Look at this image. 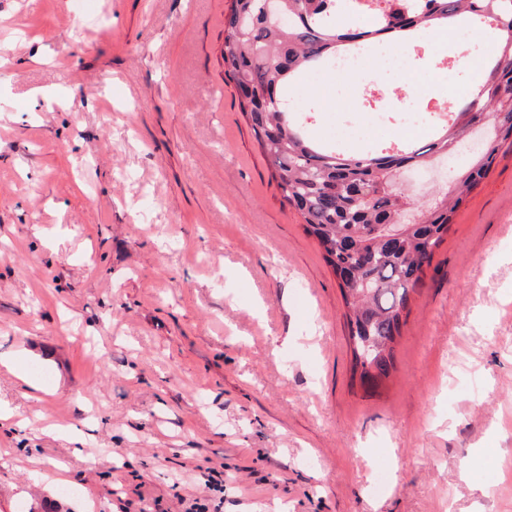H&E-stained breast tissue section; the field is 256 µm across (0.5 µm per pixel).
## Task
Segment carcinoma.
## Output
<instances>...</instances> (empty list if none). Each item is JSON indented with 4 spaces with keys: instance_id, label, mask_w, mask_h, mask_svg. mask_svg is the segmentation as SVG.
Instances as JSON below:
<instances>
[{
    "instance_id": "cac0c4a2",
    "label": "carcinoma",
    "mask_w": 512,
    "mask_h": 512,
    "mask_svg": "<svg viewBox=\"0 0 512 512\" xmlns=\"http://www.w3.org/2000/svg\"><path fill=\"white\" fill-rule=\"evenodd\" d=\"M277 22L264 0H232L224 18V75L238 90L271 176L305 221L337 279L352 344V381L366 392L391 375L394 345L436 249L458 205L487 174L494 153L469 157L448 190L411 222L412 199L397 188L396 173L448 157L479 118H492L501 141L512 139V27L487 26L490 15L512 19V0H399L409 19L346 0H277ZM373 20H361L362 12ZM472 28L491 41L485 86L423 145L385 143L345 154L310 135V122L292 106L306 76L353 51L373 52L398 34L413 42L429 32Z\"/></svg>"
}]
</instances>
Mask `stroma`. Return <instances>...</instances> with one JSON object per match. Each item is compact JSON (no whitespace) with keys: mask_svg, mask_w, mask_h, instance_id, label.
<instances>
[{"mask_svg":"<svg viewBox=\"0 0 512 512\" xmlns=\"http://www.w3.org/2000/svg\"><path fill=\"white\" fill-rule=\"evenodd\" d=\"M78 2L0 0V512H186L211 468L220 512H512V146L367 395L224 75L231 0ZM440 50L410 52L384 125L355 91L319 133L396 138L466 83Z\"/></svg>","mask_w":512,"mask_h":512,"instance_id":"1","label":"stroma"}]
</instances>
